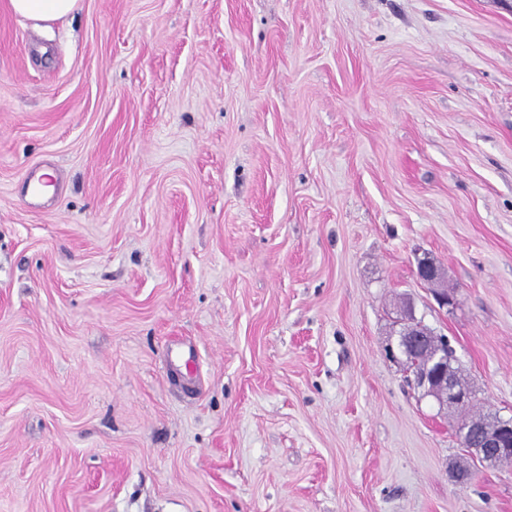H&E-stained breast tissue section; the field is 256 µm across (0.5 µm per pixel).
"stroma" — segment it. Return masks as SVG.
<instances>
[{"mask_svg":"<svg viewBox=\"0 0 512 512\" xmlns=\"http://www.w3.org/2000/svg\"><path fill=\"white\" fill-rule=\"evenodd\" d=\"M410 313L512 417V0L0 2V512H512ZM81 0H6L14 14L37 23H49L66 18L80 8ZM415 276L419 281L433 288L434 297L440 306L453 304V297L448 294L445 284V269L432 257L424 254L418 259ZM407 321L399 332L398 352L402 349L406 352L427 353L429 349L428 336H434V334L421 322L416 321L411 313ZM437 346L439 348L442 346L443 349H436L435 366L431 369L426 367L417 372L414 375L415 384L423 390L424 395L434 398L440 405L448 404V408L464 409L472 402L471 390L455 375L457 373L456 368L453 367L455 358L452 362L450 361L454 353L450 350L448 356V341L442 338L436 344Z\"/></svg>","mask_w":512,"mask_h":512,"instance_id":"stroma-1","label":"stroma"}]
</instances>
